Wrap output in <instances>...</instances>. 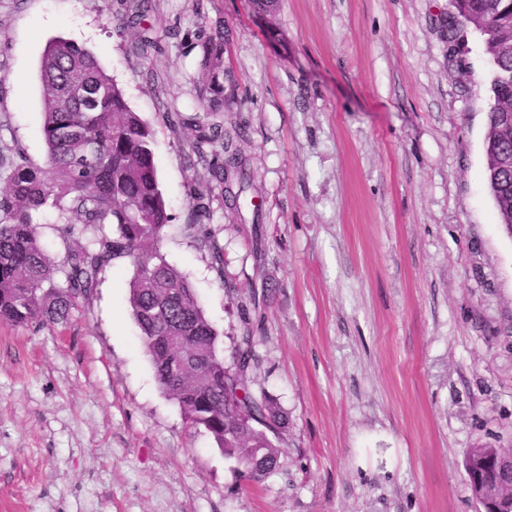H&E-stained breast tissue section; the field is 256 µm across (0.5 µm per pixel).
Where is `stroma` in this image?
I'll return each mask as SVG.
<instances>
[{"label": "stroma", "mask_w": 512, "mask_h": 512, "mask_svg": "<svg viewBox=\"0 0 512 512\" xmlns=\"http://www.w3.org/2000/svg\"><path fill=\"white\" fill-rule=\"evenodd\" d=\"M151 5L162 50L144 57L121 0H0V146L45 164L41 54L89 49L154 130L159 251L222 352L250 326V387L287 412L288 457L246 479L185 421L120 261L68 323H0V512H478L467 450H512V235L484 181L480 35L449 41L448 0ZM219 27L212 114L199 61ZM171 112L241 133L251 181L213 206L220 276L184 231L200 166ZM199 102L209 112L224 110V31L216 29L202 43Z\"/></svg>", "instance_id": "stroma-1"}]
</instances>
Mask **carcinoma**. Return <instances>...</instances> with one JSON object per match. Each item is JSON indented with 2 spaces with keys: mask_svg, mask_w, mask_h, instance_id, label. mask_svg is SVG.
Wrapping results in <instances>:
<instances>
[{
  "mask_svg": "<svg viewBox=\"0 0 512 512\" xmlns=\"http://www.w3.org/2000/svg\"><path fill=\"white\" fill-rule=\"evenodd\" d=\"M454 26L483 39L493 94L487 113L484 180L499 223L512 229V0H449ZM123 24L139 54L158 50L146 24L148 0H124ZM199 102L224 111V31L202 43ZM45 165L15 147L0 154V321L15 326L64 324L79 298L89 297L117 260L134 273L128 303L161 389L185 418L204 428L241 473L259 479L284 461L288 416L277 400L255 395L248 373L258 363L249 329L232 337L231 363L219 334L187 279L157 250L171 221L160 188L154 130L133 111L122 90L87 48L50 40L40 63ZM175 126L193 131L191 149L202 173L192 185L193 207L184 225L198 249L224 276L223 247L209 224L213 202L237 205L248 174L221 123L195 122L179 113ZM52 209L66 240L62 261L40 242L34 217ZM181 338L182 346L171 344ZM496 449L477 446L466 473L488 485L491 501L512 498V481L492 466Z\"/></svg>",
  "mask_w": 512,
  "mask_h": 512,
  "instance_id": "obj_1",
  "label": "carcinoma"
}]
</instances>
